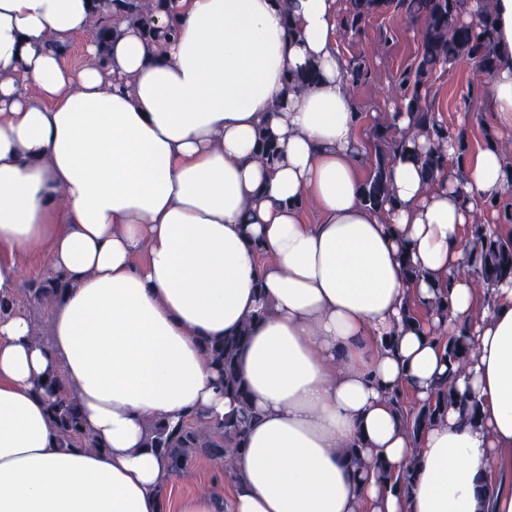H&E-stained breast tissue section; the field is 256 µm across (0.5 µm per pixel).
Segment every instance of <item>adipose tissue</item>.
Here are the masks:
<instances>
[{
    "mask_svg": "<svg viewBox=\"0 0 512 512\" xmlns=\"http://www.w3.org/2000/svg\"><path fill=\"white\" fill-rule=\"evenodd\" d=\"M295 5L289 19L278 0H175L168 45L124 20L71 69L60 48L102 0H0V249L47 246L67 285L47 343L26 310L0 314V512H165L174 475L147 424L236 409L204 346L248 319L238 361L259 417L231 502L202 491L175 512H512V282L479 289L463 236L506 190L504 155L477 151L430 185L397 160L389 218L365 208L336 0ZM311 66L316 83L287 91ZM482 81L512 129V61ZM264 130L273 167L257 158ZM445 281L448 318L403 326ZM464 322L457 384L480 418L452 407L412 439L384 392L431 399L448 368L431 337ZM51 373L100 451L58 447L35 391ZM377 459L414 467L408 492L376 478Z\"/></svg>",
    "mask_w": 512,
    "mask_h": 512,
    "instance_id": "ef3b65f1",
    "label": "adipose tissue"
}]
</instances>
